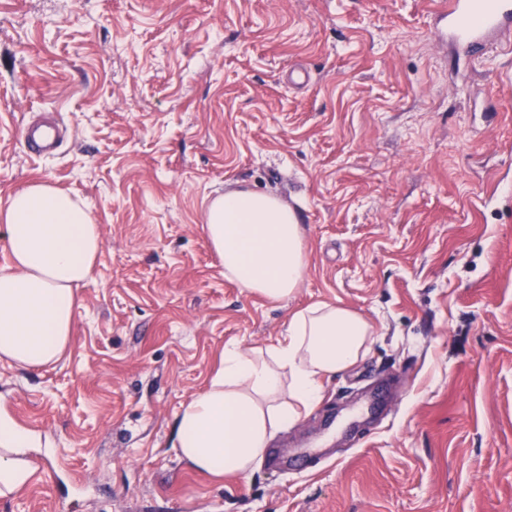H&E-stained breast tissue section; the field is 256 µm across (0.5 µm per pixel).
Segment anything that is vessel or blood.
<instances>
[{"instance_id": "b4317fda", "label": "vessel or blood", "mask_w": 512, "mask_h": 512, "mask_svg": "<svg viewBox=\"0 0 512 512\" xmlns=\"http://www.w3.org/2000/svg\"><path fill=\"white\" fill-rule=\"evenodd\" d=\"M434 10L444 22L436 29V36L471 53H482L495 42L512 37V0H437ZM23 132L30 152L47 156L56 150L54 125L27 126Z\"/></svg>"}]
</instances>
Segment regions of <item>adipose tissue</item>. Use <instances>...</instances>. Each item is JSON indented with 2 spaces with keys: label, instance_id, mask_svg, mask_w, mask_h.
<instances>
[{
  "label": "adipose tissue",
  "instance_id": "1",
  "mask_svg": "<svg viewBox=\"0 0 512 512\" xmlns=\"http://www.w3.org/2000/svg\"><path fill=\"white\" fill-rule=\"evenodd\" d=\"M204 229L240 288L278 301L303 281L302 229L277 198L224 194L207 206ZM0 239L11 259L0 269V359L24 368L55 363L71 336L78 288L101 251V229L69 195L36 180L11 196ZM371 337L358 312L318 303L295 312L274 343L225 348L207 386L176 416L178 456L216 478L248 477L274 437L321 400L325 381L366 354ZM31 446L27 432L0 419L1 497L28 483Z\"/></svg>",
  "mask_w": 512,
  "mask_h": 512
}]
</instances>
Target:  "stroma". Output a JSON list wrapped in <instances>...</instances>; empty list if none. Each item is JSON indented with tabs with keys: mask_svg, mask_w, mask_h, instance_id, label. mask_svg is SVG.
I'll return each instance as SVG.
<instances>
[{
	"mask_svg": "<svg viewBox=\"0 0 512 512\" xmlns=\"http://www.w3.org/2000/svg\"><path fill=\"white\" fill-rule=\"evenodd\" d=\"M430 7L0 0V213L40 180L103 238L61 360L0 361V418L36 439L0 512H512V45L462 56ZM36 113L67 129L55 156L24 146ZM245 189L299 216L289 298L238 288L205 236ZM317 302L373 327L270 445L319 455L194 471L173 421L224 347Z\"/></svg>",
	"mask_w": 512,
	"mask_h": 512,
	"instance_id": "35a3bbf8",
	"label": "stroma"
}]
</instances>
